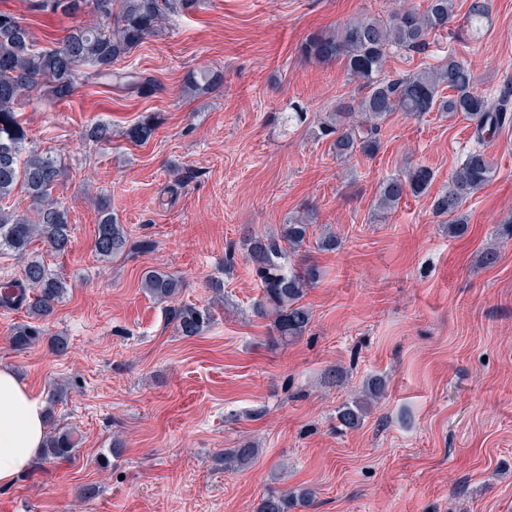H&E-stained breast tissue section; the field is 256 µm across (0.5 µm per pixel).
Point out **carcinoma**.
Masks as SVG:
<instances>
[{"label":"carcinoma","instance_id":"carcinoma-1","mask_svg":"<svg viewBox=\"0 0 512 512\" xmlns=\"http://www.w3.org/2000/svg\"><path fill=\"white\" fill-rule=\"evenodd\" d=\"M34 10L75 16L91 8L95 22L69 30L52 49L36 46L27 27L12 13L0 11V201L21 189L29 199L33 216L0 206V251L7 250L24 260L19 287L28 292L24 303L29 317L49 320L68 293V282L45 262L30 256L29 247L42 242L57 254L68 251L73 225L69 212L53 198V188L62 169L57 158L29 146V135L16 115L20 97L39 90L57 101L71 98L79 85L90 81L110 86L149 87L153 80L117 67L129 53L156 33L165 21L192 9L197 0H31ZM491 0H471L467 22L479 25L489 17ZM455 17V0H423V5L407 3L389 18L361 16L334 31L314 34L300 47L310 63L338 61L349 78L364 90L336 100L331 112L317 119L316 137L329 143L336 159L357 156L372 158L381 149L382 124L395 112L420 117L429 112L462 115L475 126V146L464 156L448 179V187L432 201L434 216L448 224V234L462 232L466 217L462 206L494 176L492 161L485 151L487 136L512 127V85L504 86L495 101L476 89V77L453 51L441 63L412 75L391 78L384 73L388 57L395 51L423 50L428 38L448 29ZM448 95H443V90ZM158 130L152 115L138 120L126 131L135 144H146ZM96 142H111L112 129L97 122L88 130ZM435 178L431 168H410L405 174L387 177L380 183L377 210L385 215L409 194L426 193ZM98 220L94 250L102 259H113L128 248L129 238L112 214L110 198L96 199ZM315 223L314 210L291 216L278 233H251L245 239V259L261 296L254 303L257 315L271 319L274 335L283 343L295 341L310 330L312 309L303 298L320 278L313 264L287 267L286 260L298 251ZM141 288L155 300L169 303L168 317L176 332L184 337L200 335L209 324V310L180 303L183 281L174 273L147 270ZM43 330L25 323L13 329L12 344L19 350L31 347ZM384 389L383 381L371 378L361 395L336 409V420L345 429L358 428L371 404ZM76 442L71 430L49 421L40 464L71 458ZM259 449L249 443L226 448L219 459L226 469H244ZM311 492H269L256 512H292L309 503Z\"/></svg>","mask_w":512,"mask_h":512}]
</instances>
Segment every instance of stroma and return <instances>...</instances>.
Segmentation results:
<instances>
[{"instance_id":"1","label":"stroma","mask_w":512,"mask_h":512,"mask_svg":"<svg viewBox=\"0 0 512 512\" xmlns=\"http://www.w3.org/2000/svg\"><path fill=\"white\" fill-rule=\"evenodd\" d=\"M469 0H455L446 34L422 52L390 55L391 75L438 63L448 48L497 95L512 82V0H492L489 25L468 30ZM393 0H198L122 61L154 79L148 93L88 84L66 101L39 93L17 106L30 138L62 166L54 195L74 226L69 252L35 250L69 284L49 321L68 338L18 350L10 341L25 309H0V365L14 368L59 425L78 441L69 463L23 473L0 490V512H254L268 490H309L295 512H512V129L486 147L493 179L467 201L464 234L449 235L431 202L475 144L463 116L393 113L382 149L343 162L313 122L288 127L285 113L315 114L356 93L340 62H306L299 47ZM38 47L92 22L0 0ZM220 72L224 83L188 93V78ZM156 115V137L137 145L125 131ZM108 146L89 141L95 122ZM425 165L429 193L379 217L380 182ZM107 194L130 251H94V198ZM315 210L317 230L341 246L307 241L292 264L321 277L304 301L313 310L300 339L277 340L252 305L260 290L244 259L247 232L272 233ZM151 241V251L139 248ZM499 261L482 262L487 248ZM178 274L182 302L210 309L195 337L178 335L163 303L143 293L145 270ZM221 283L214 303L212 283ZM381 397L355 429L336 408L371 377ZM123 453L112 457L113 443ZM259 450L243 471L219 464L222 450Z\"/></svg>"}]
</instances>
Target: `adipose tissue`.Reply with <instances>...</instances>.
<instances>
[{
  "label": "adipose tissue",
  "mask_w": 512,
  "mask_h": 512,
  "mask_svg": "<svg viewBox=\"0 0 512 512\" xmlns=\"http://www.w3.org/2000/svg\"><path fill=\"white\" fill-rule=\"evenodd\" d=\"M43 401L9 366H0V488L26 472L43 450Z\"/></svg>",
  "instance_id": "ef3b65f1"
}]
</instances>
